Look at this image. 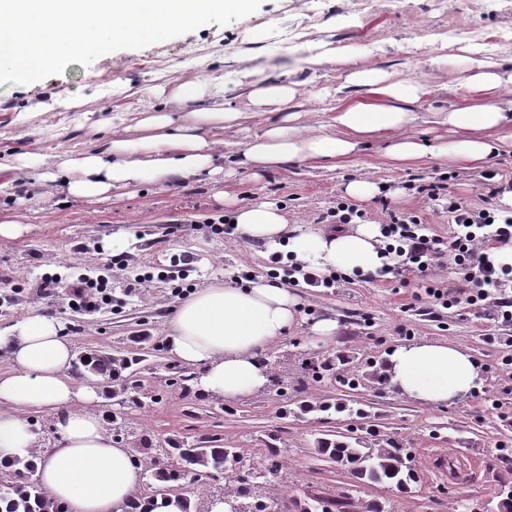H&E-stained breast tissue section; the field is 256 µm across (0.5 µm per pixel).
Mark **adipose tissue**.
I'll use <instances>...</instances> for the list:
<instances>
[{"label": "adipose tissue", "mask_w": 512, "mask_h": 512, "mask_svg": "<svg viewBox=\"0 0 512 512\" xmlns=\"http://www.w3.org/2000/svg\"><path fill=\"white\" fill-rule=\"evenodd\" d=\"M467 52V66L457 78L459 103L433 115L435 124L450 134L438 145L409 133L419 119L413 106L427 93L421 84L378 68H358L347 82L365 89L367 99L337 105L327 129L303 131L296 125L299 113L285 111L300 94L298 82L268 81L249 64V111L225 110L223 87L198 78L178 81L171 89L151 86L134 126L117 116L108 141L50 164L38 180L86 202L148 181L205 175L219 183L229 175L216 163L225 132H247L259 113L275 119L260 133L249 134L237 159L243 167L266 170L304 160H344L381 131L394 134L387 149L394 162L411 163L430 153L454 165L476 166L512 147V106L497 99L506 81L500 64L478 48ZM233 219L241 239L271 245L287 241L289 252L319 276L374 273L390 261L376 224H351L342 232L322 227L300 231L289 227L284 210L272 201L237 206ZM299 306L298 297L275 279L260 277L246 288L212 282L177 306L167 334L170 353L182 363L201 365L197 384L204 393L238 400L267 384L263 357L297 323ZM62 330L60 321L32 309L0 331V353L11 363L0 372V467L18 458L34 460L44 491L63 512H124L138 492L143 468L108 429L98 376L89 374L80 382L70 376L73 345ZM385 371L403 396L425 406L467 397L481 377L468 351L425 339L396 348ZM31 408L51 414L60 434L53 448H44L24 418Z\"/></svg>", "instance_id": "obj_1"}]
</instances>
